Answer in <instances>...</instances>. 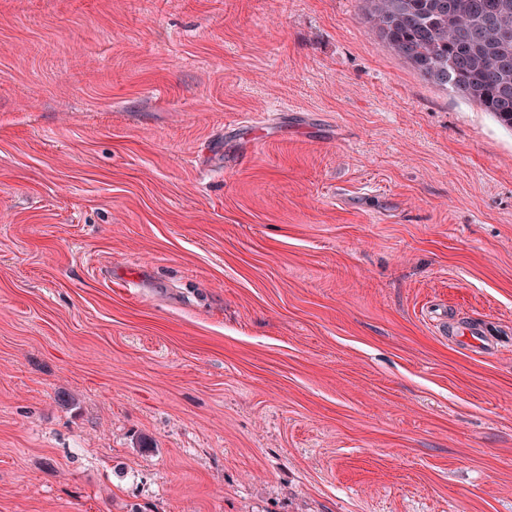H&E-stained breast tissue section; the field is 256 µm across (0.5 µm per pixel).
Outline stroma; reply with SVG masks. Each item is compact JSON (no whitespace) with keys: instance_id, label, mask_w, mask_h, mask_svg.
<instances>
[{"instance_id":"stroma-1","label":"stroma","mask_w":512,"mask_h":512,"mask_svg":"<svg viewBox=\"0 0 512 512\" xmlns=\"http://www.w3.org/2000/svg\"><path fill=\"white\" fill-rule=\"evenodd\" d=\"M0 512H512V130L361 0H0Z\"/></svg>"}]
</instances>
